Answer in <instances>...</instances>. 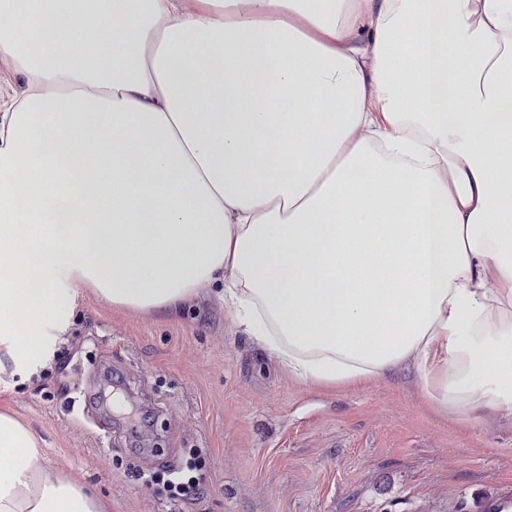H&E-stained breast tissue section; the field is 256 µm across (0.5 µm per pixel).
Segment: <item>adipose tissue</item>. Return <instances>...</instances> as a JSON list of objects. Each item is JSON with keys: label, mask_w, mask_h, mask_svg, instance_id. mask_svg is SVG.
<instances>
[{"label": "adipose tissue", "mask_w": 512, "mask_h": 512, "mask_svg": "<svg viewBox=\"0 0 512 512\" xmlns=\"http://www.w3.org/2000/svg\"><path fill=\"white\" fill-rule=\"evenodd\" d=\"M112 37L104 50L101 34ZM0 355L79 289L323 389L512 417V0H0ZM0 512H107L0 411Z\"/></svg>", "instance_id": "obj_1"}]
</instances>
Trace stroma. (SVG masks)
I'll use <instances>...</instances> for the list:
<instances>
[{
	"instance_id": "1",
	"label": "stroma",
	"mask_w": 512,
	"mask_h": 512,
	"mask_svg": "<svg viewBox=\"0 0 512 512\" xmlns=\"http://www.w3.org/2000/svg\"><path fill=\"white\" fill-rule=\"evenodd\" d=\"M67 361L49 377L0 378L46 460L108 512H493L512 500V418L438 413L406 370L362 387L288 377L237 334L216 289L160 315L77 298ZM123 380L110 410L92 395ZM153 423L131 432L128 409ZM200 498L157 494L169 470Z\"/></svg>"
}]
</instances>
